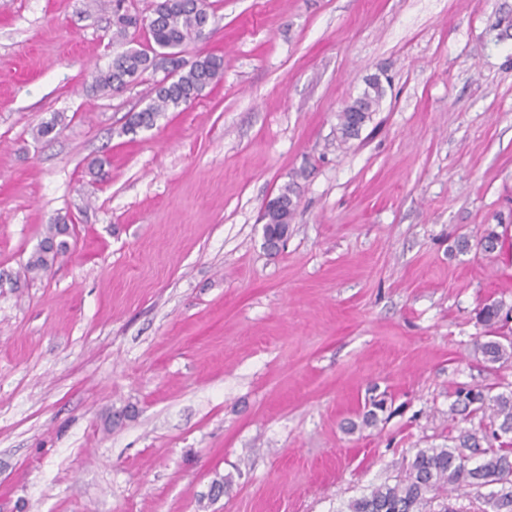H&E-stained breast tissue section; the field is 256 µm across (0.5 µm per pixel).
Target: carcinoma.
<instances>
[{"mask_svg":"<svg viewBox=\"0 0 512 512\" xmlns=\"http://www.w3.org/2000/svg\"><path fill=\"white\" fill-rule=\"evenodd\" d=\"M210 3L208 0H157L152 14L141 17L125 7V0H114L113 35L126 37L129 30L147 32V45L131 47L112 58L106 73L95 76V88L119 92L130 79L157 66V59L170 61L171 76L164 77L155 98L145 108L133 113L127 130L151 128L162 113L177 108L202 95L223 71L224 62L213 55H198L191 62L176 57V49L188 41H203L208 37ZM384 96L381 81L376 80L353 103L346 104L339 114L342 134L350 136L347 125L360 105L365 112L359 120L367 122ZM72 228L63 219L47 225L44 236L27 262V270L46 272L58 257L67 252ZM504 309L501 301H489L479 315L493 326L500 321ZM484 359L499 362L512 358V341L502 343L489 339L478 345ZM464 396L463 409L473 413L491 411L499 420L492 439L498 446H481V438L466 432L452 448H420L409 462L405 474L393 484L374 487L349 502L347 512H451L448 509V487L459 491L495 485L487 503L493 512H512V390L490 395L482 391H458ZM479 455L481 461L469 465L468 456ZM437 503L438 510L429 509Z\"/></svg>","mask_w":512,"mask_h":512,"instance_id":"cac0c4a2","label":"carcinoma"}]
</instances>
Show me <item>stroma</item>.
Wrapping results in <instances>:
<instances>
[{
  "label": "stroma",
  "instance_id": "stroma-1",
  "mask_svg": "<svg viewBox=\"0 0 512 512\" xmlns=\"http://www.w3.org/2000/svg\"><path fill=\"white\" fill-rule=\"evenodd\" d=\"M209 3L181 56L222 75L128 133L164 72L92 90L112 0H0V512H344L497 427L453 405L512 389L477 349L512 306V0ZM58 217L69 250L28 272ZM361 95L362 96L356 98L352 104L347 103L339 114L341 131L345 137L358 135V133L352 134L347 131V125L358 105H365V112L359 114V120L363 121V124L371 119L373 112H376V109L379 107L380 101L384 96V88L381 81L375 80L371 83L368 89L363 91Z\"/></svg>",
  "mask_w": 512,
  "mask_h": 512
}]
</instances>
